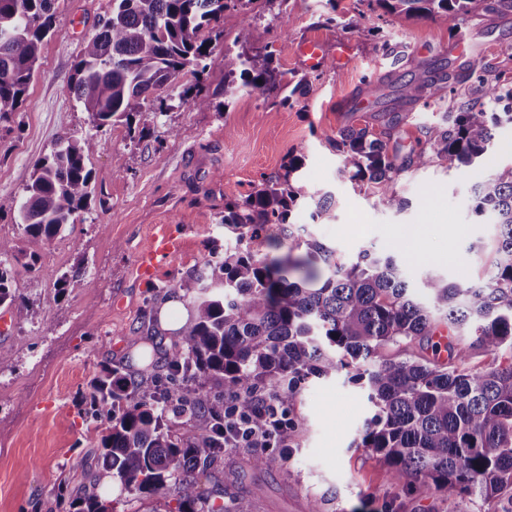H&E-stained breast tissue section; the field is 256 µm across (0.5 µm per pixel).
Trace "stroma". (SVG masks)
I'll return each mask as SVG.
<instances>
[{"label":"stroma","mask_w":512,"mask_h":512,"mask_svg":"<svg viewBox=\"0 0 512 512\" xmlns=\"http://www.w3.org/2000/svg\"><path fill=\"white\" fill-rule=\"evenodd\" d=\"M326 0H257L253 14L257 45L268 47L275 66L301 86L290 101L225 87L239 71L234 42L240 13L225 12L212 39L202 75L183 71L166 102L149 99L133 124L120 121L94 130L88 113L67 89L84 45L111 13L112 0H55L56 25L44 40L25 100L0 124V199L22 198L35 164L61 135H95L90 160L92 201L41 250L39 270L16 268L14 286L34 301L40 319L14 323L0 334V512H58L60 488L102 489L98 469H70L72 458H93L99 445L89 408L91 379L105 363L138 372L161 364L175 342L173 331L141 333L157 316L155 288L169 285L223 251L219 223L228 201L253 193L264 178L282 173L289 153L303 148L299 184L306 195L331 194L328 217L315 220L313 203L292 216L337 256L352 261L364 249L391 255L413 294L436 276L468 287L486 280L497 259L498 230L474 212L473 186L512 164V125L499 129L496 149L479 167L462 170L445 162L402 171L396 189L403 210L382 204L375 190L339 177L340 157L329 143L343 126L366 124L390 135L399 161H406L447 103L395 104L400 83L417 66L458 68L456 42L472 46L488 73L512 82V10L481 9L468 17L461 36L442 21L367 13L366 28L351 33L321 22ZM378 26L384 41L367 33ZM316 40L322 55L309 64L301 46ZM199 89L210 105L180 99ZM170 225L180 253L160 265L150 280L136 270L157 225ZM421 226L420 239L405 235ZM452 249L451 260L441 257ZM80 272L77 284L56 296L55 282ZM372 415L359 385L339 374L305 383L289 412L294 439L279 449V468L255 470L246 448L226 449L224 473L242 474L257 497V512H307L312 499L325 512H484L481 501L448 499L419 484L404 489L388 467L357 442Z\"/></svg>","instance_id":"35a3bbf8"}]
</instances>
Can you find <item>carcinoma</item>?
Here are the masks:
<instances>
[{
  "label": "carcinoma",
  "mask_w": 512,
  "mask_h": 512,
  "mask_svg": "<svg viewBox=\"0 0 512 512\" xmlns=\"http://www.w3.org/2000/svg\"><path fill=\"white\" fill-rule=\"evenodd\" d=\"M54 0H0V122L23 102L40 45L55 25ZM258 0H112L74 67L67 88L101 130L132 124L143 104L191 69L208 68L211 40L202 31L229 9L241 12L242 86L270 97L296 93L270 53L252 44ZM387 14L440 18L460 31L484 0H367ZM471 81L468 100L452 106L443 123L422 128L408 165L446 161L478 165L494 147L498 128L512 125V84L492 81L479 61L438 80L418 67L399 89L404 105L441 100L448 87ZM342 156L339 174L376 189L382 202L401 209L395 189L404 169L388 141L369 126L350 124L327 138ZM98 140L59 139L35 164L26 195L0 200V212H18L27 239L19 248L0 238V307L20 321L38 313L12 287L13 267L38 270L41 248L76 222L92 196L90 156ZM301 156L290 153L284 173L267 179L242 200L224 203L220 223L237 234L238 247L216 251L167 287L187 301L180 340L166 352L161 371L127 372L105 365L91 381V418H105L97 466L127 493L174 490L175 512H255L242 477L221 481L224 460V387L231 405L258 418L270 400L291 409L301 385L342 370L368 392L374 413L357 447L378 456L401 486L425 484L448 498L477 499L491 507L512 501V357L482 373L465 368L469 352L512 353V166L473 187L474 211L500 228L498 258L484 284L460 288L430 277L423 297L413 295L397 265L374 250L350 263L289 222L303 197L296 185ZM288 234L297 258L268 257L255 244L270 228ZM440 328L457 339L448 363L396 360L382 354L403 341L431 340ZM253 468L281 466L273 454L253 452ZM67 512H110L112 501L87 493L60 494Z\"/></svg>",
  "instance_id": "obj_1"
}]
</instances>
